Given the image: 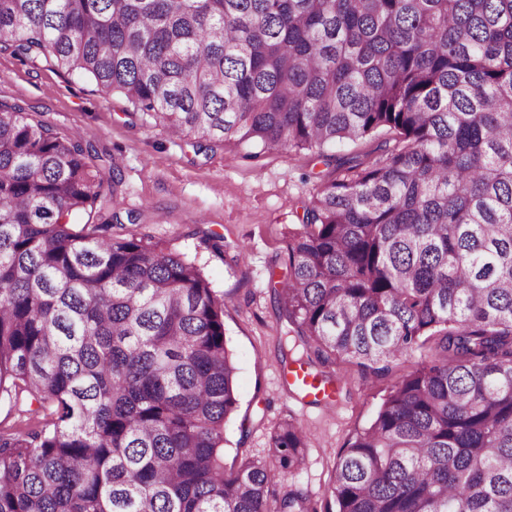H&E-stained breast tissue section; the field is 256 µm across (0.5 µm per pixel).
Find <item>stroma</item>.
<instances>
[{"mask_svg":"<svg viewBox=\"0 0 512 512\" xmlns=\"http://www.w3.org/2000/svg\"><path fill=\"white\" fill-rule=\"evenodd\" d=\"M0 102L60 134L79 133L117 175L109 211L134 214L124 233L145 237L194 262L224 301V327L236 366L237 409L225 427L224 464L263 458L278 425L297 420L307 436L304 465L286 483L324 506L339 451L370 425L383 396L423 359L399 358L382 376L336 361L340 391L331 405L302 404L281 379L282 311L267 286L282 267L289 233L303 220L319 178L364 168L385 134L330 148L323 164L306 152L255 150L232 142L197 148L144 122L117 95L44 60L0 53ZM221 249H214L215 238Z\"/></svg>","mask_w":512,"mask_h":512,"instance_id":"35a3bbf8","label":"stroma"}]
</instances>
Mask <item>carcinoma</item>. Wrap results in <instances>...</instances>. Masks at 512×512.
Here are the masks:
<instances>
[{
  "instance_id": "carcinoma-1",
  "label": "carcinoma",
  "mask_w": 512,
  "mask_h": 512,
  "mask_svg": "<svg viewBox=\"0 0 512 512\" xmlns=\"http://www.w3.org/2000/svg\"><path fill=\"white\" fill-rule=\"evenodd\" d=\"M179 139L307 151L392 134L320 183L270 280L289 358L374 375L425 346L333 466L324 512H512V0H0V52ZM97 156L0 102V512H317L268 458L224 466V301L113 232ZM91 227L86 234L73 224Z\"/></svg>"
}]
</instances>
